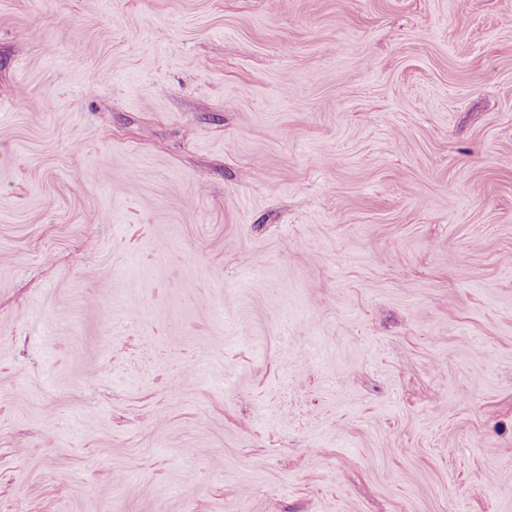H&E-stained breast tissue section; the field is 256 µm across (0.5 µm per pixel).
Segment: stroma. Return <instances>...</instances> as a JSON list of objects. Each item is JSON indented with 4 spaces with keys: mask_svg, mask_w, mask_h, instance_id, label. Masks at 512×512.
I'll use <instances>...</instances> for the list:
<instances>
[{
    "mask_svg": "<svg viewBox=\"0 0 512 512\" xmlns=\"http://www.w3.org/2000/svg\"><path fill=\"white\" fill-rule=\"evenodd\" d=\"M0 512H512L503 0H0Z\"/></svg>",
    "mask_w": 512,
    "mask_h": 512,
    "instance_id": "obj_1",
    "label": "stroma"
}]
</instances>
